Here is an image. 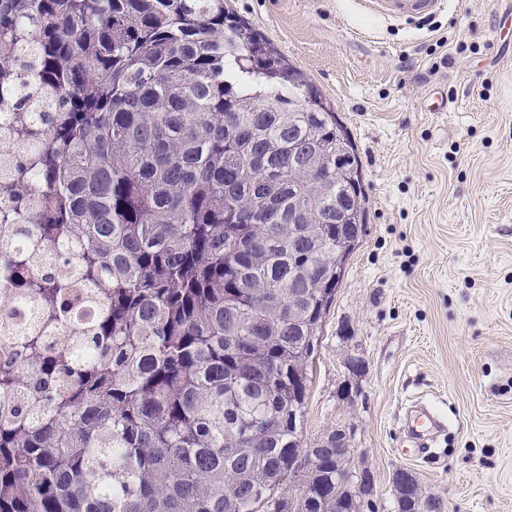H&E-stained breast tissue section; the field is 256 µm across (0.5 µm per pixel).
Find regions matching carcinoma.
I'll return each instance as SVG.
<instances>
[{"label": "carcinoma", "instance_id": "carcinoma-1", "mask_svg": "<svg viewBox=\"0 0 512 512\" xmlns=\"http://www.w3.org/2000/svg\"><path fill=\"white\" fill-rule=\"evenodd\" d=\"M30 71L0 224L78 239L74 284L3 253L39 317L0 351V512H358L332 446L289 497L313 359L336 288L310 282L365 229L353 142L305 75L224 0H0V87ZM46 112L44 121L27 112ZM318 249L288 250L291 203ZM398 512H422L393 477ZM79 294V303L77 304V311L71 318L70 322H67L59 331V333L69 332L72 333L76 330L79 323L84 321L94 311L92 298L86 287L77 288Z\"/></svg>", "mask_w": 512, "mask_h": 512}]
</instances>
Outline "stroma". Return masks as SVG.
<instances>
[{"instance_id":"35a3bbf8","label":"stroma","mask_w":512,"mask_h":512,"mask_svg":"<svg viewBox=\"0 0 512 512\" xmlns=\"http://www.w3.org/2000/svg\"><path fill=\"white\" fill-rule=\"evenodd\" d=\"M333 106L367 224L309 368L299 435L345 430L360 512H397L396 469L432 512H512V0H444L395 20L359 0H225ZM448 100L444 112L430 97ZM358 358L360 374L349 371ZM447 429L421 454L402 421Z\"/></svg>"}]
</instances>
